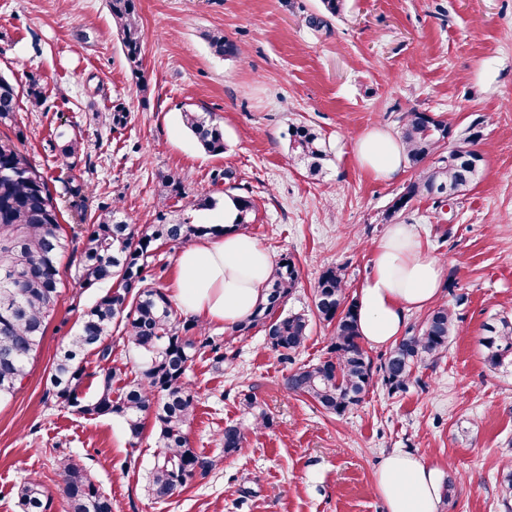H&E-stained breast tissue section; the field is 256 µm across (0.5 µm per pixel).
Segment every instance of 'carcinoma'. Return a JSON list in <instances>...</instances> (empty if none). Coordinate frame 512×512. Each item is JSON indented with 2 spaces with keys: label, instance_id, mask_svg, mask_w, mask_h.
Here are the masks:
<instances>
[{
  "label": "carcinoma",
  "instance_id": "cac0c4a2",
  "mask_svg": "<svg viewBox=\"0 0 512 512\" xmlns=\"http://www.w3.org/2000/svg\"><path fill=\"white\" fill-rule=\"evenodd\" d=\"M107 5L125 57L137 70L143 49L137 0H107ZM209 44L221 57L237 53L235 44L221 33L210 35ZM17 98L14 85L0 76V125L15 123ZM184 123L206 152L224 153V129L219 123L196 112L184 113ZM449 130L446 121L428 112H410L403 118L401 141L409 164L418 174L393 200L385 220H392L418 198H431L439 204L459 196L474 183L484 162L478 148L482 133L477 123L468 127L464 144L427 163L447 143ZM289 141L308 176L320 175L328 153L317 132L306 125L294 126ZM228 199L236 210L233 226H246L253 201L245 196L230 195ZM80 217L90 224L84 229L78 281L86 288L112 281L116 287L82 312L76 334L56 354L50 377L52 397L77 414L121 416L134 440L141 438L145 418L152 417L157 428L156 460L147 488L152 497L165 500L196 475L205 476L213 469V461L198 456L189 445L187 427L196 399L186 373L201 349L210 350L215 365L224 364V345L197 320L178 317L170 296L147 283L149 258L159 243L184 246L195 238L220 234L224 228L193 224L188 219L133 225L119 216L115 206L100 207L91 216L83 207ZM70 244L47 176L15 144L0 141V401L22 384L29 358L45 335L60 296L57 264ZM298 280L293 258L282 257L270 278L266 301L234 331L261 328L271 348L283 356L301 349L308 338L309 317L279 314ZM313 293L316 317L333 326L327 356L296 369L288 376L286 387L330 414L343 416L360 405L376 376L391 392L405 390L418 364L448 350L456 316L448 307L439 306L375 366L362 346L357 306L348 292L345 269L324 268ZM118 331L140 351L138 377L128 381L122 368L111 366L104 370L98 393L88 397L82 391L87 377L85 356L95 350L100 359H109L112 350L106 340ZM484 331L487 364L493 368L512 364V321L503 317L486 324ZM116 382L123 386L114 398L112 386ZM243 439L241 427H225L224 453L236 452ZM56 467L63 477L70 512H112V497L82 467L67 457L58 459ZM17 498L21 512L50 510L49 498L34 479L18 488Z\"/></svg>",
  "mask_w": 512,
  "mask_h": 512
}]
</instances>
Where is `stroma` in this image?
<instances>
[{
    "label": "stroma",
    "mask_w": 512,
    "mask_h": 512,
    "mask_svg": "<svg viewBox=\"0 0 512 512\" xmlns=\"http://www.w3.org/2000/svg\"><path fill=\"white\" fill-rule=\"evenodd\" d=\"M321 0H139L142 66L132 72L107 0H0V74L17 89L14 143L49 178L67 233L78 230L67 185L89 186V210L118 205L131 224H220L223 206L192 201L225 192L251 197L245 228L273 258L292 255L299 285L286 308L313 307V283L345 267L349 291L364 283L385 212L416 176L389 181L356 158L375 127L399 134L413 111L448 121L452 138L480 120L484 165L471 188L444 208L422 198L398 216L417 225L443 264L441 304L458 320L448 350L413 371L406 390L374 381L342 416L288 393L284 379L325 357L332 329L311 321L299 352L282 358L255 328L226 339L223 367L197 352L188 381L196 394L190 445L216 467L167 500L149 496L153 424L131 444L122 417L84 416L48 397L57 351L106 285L75 277L79 250L58 264L60 297L46 334L12 398L0 402V512H20L17 488L41 482L51 512H66L55 458L68 456L112 498L113 512H387L375 484L382 457L402 450L442 474L440 512H505L512 490V366L491 369L483 326L512 319V0H346L340 16L310 26ZM222 32L235 57L215 55ZM41 96L32 101L30 85ZM123 103L124 128L112 105ZM208 113L224 128L222 154L203 151L184 126ZM305 124L325 141L321 177L291 160L288 131ZM77 139L64 156L58 132ZM232 179H225V172ZM180 175L171 197L165 175ZM252 395L272 424L253 431L241 399ZM245 430L225 454V426Z\"/></svg>",
    "instance_id": "obj_1"
}]
</instances>
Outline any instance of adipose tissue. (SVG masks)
<instances>
[{
	"instance_id": "adipose-tissue-1",
	"label": "adipose tissue",
	"mask_w": 512,
	"mask_h": 512,
	"mask_svg": "<svg viewBox=\"0 0 512 512\" xmlns=\"http://www.w3.org/2000/svg\"><path fill=\"white\" fill-rule=\"evenodd\" d=\"M356 153L360 165L381 180L396 176L406 158L401 141L384 128L362 136ZM274 265L253 237L224 231L180 253L173 285L176 306L203 321L236 326L265 301ZM442 272L414 225H389L373 248L369 274L357 293L363 339L374 347L394 343L409 317L437 300ZM375 481L388 512H439L440 471L414 454L385 455Z\"/></svg>"
}]
</instances>
